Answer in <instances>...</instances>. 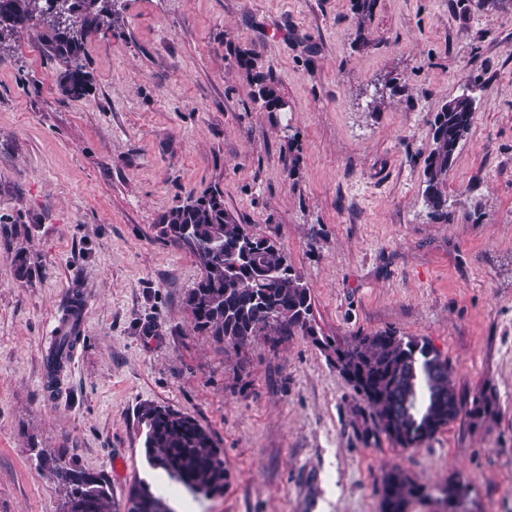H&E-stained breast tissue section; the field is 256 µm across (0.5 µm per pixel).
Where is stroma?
I'll return each instance as SVG.
<instances>
[{
    "instance_id": "stroma-1",
    "label": "stroma",
    "mask_w": 512,
    "mask_h": 512,
    "mask_svg": "<svg viewBox=\"0 0 512 512\" xmlns=\"http://www.w3.org/2000/svg\"><path fill=\"white\" fill-rule=\"evenodd\" d=\"M85 44L74 98L42 30L0 57V512H61L49 460L106 477L117 507L152 483L180 512H382L395 468L464 479L469 512H512V0H119ZM258 54L288 108L252 101ZM470 85L448 219L423 202L431 121ZM381 108H374V101ZM274 233L319 335L394 330L452 367L464 414L417 448L362 436V398L308 337L238 352L194 330L195 257L160 233L212 186ZM30 257L18 277L17 249ZM89 301L57 392L42 348ZM494 397L489 413H467ZM194 417L224 454L200 501L146 462L143 405Z\"/></svg>"
}]
</instances>
